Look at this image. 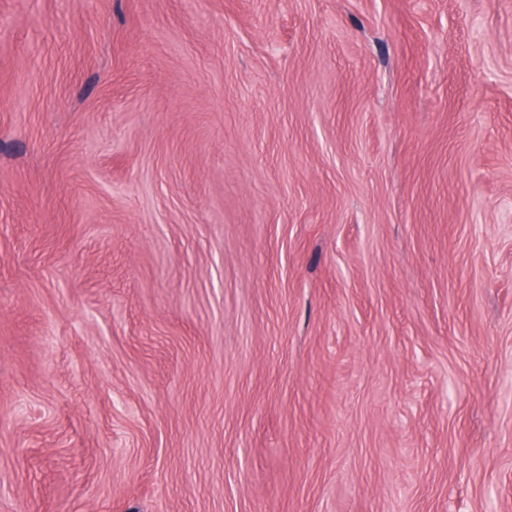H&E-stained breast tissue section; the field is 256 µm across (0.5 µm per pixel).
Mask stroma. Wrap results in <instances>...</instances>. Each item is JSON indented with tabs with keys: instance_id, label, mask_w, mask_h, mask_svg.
I'll list each match as a JSON object with an SVG mask.
<instances>
[{
	"instance_id": "stroma-1",
	"label": "stroma",
	"mask_w": 512,
	"mask_h": 512,
	"mask_svg": "<svg viewBox=\"0 0 512 512\" xmlns=\"http://www.w3.org/2000/svg\"><path fill=\"white\" fill-rule=\"evenodd\" d=\"M512 512V0H0V512Z\"/></svg>"
}]
</instances>
